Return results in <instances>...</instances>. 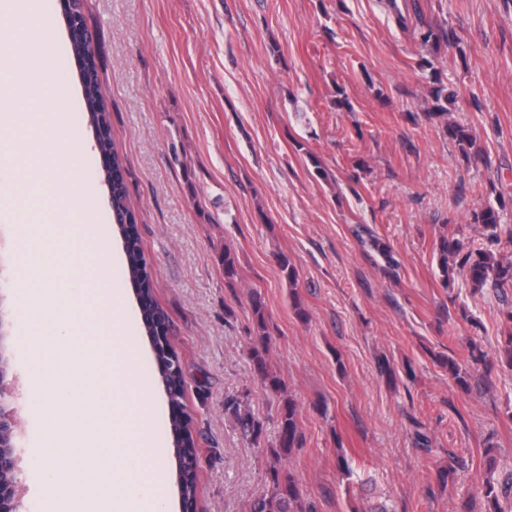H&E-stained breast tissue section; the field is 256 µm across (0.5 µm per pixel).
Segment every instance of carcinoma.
Returning <instances> with one entry per match:
<instances>
[{
  "mask_svg": "<svg viewBox=\"0 0 512 512\" xmlns=\"http://www.w3.org/2000/svg\"><path fill=\"white\" fill-rule=\"evenodd\" d=\"M418 38L421 49L425 51V57L421 58L423 66H433V59L443 48L463 52L459 37L440 25L423 24L419 29ZM83 96L90 123L96 127L110 128L109 111L104 105L100 91L99 73H94V79L87 83ZM432 97L433 108L426 113L427 118L438 123L464 155H481V150L474 149V141L466 128L448 121V103L453 101V96L445 93V87L440 86L433 90ZM98 150L102 157L112 162V213L117 217L116 226L122 230L125 223H135V216L128 205V189L122 173V163L113 151L111 135L108 134L98 140ZM472 220L473 223L481 225L487 246L472 247L459 229L442 233L436 240L435 251L445 287H453L455 273L461 272L475 289L491 286L502 293L512 290V232L505 237L502 236L498 212L491 206L474 212ZM355 234L361 241L368 240L387 266L397 265L391 249L380 242L372 231L361 225L355 229ZM124 239L130 278L137 287L153 290L150 264L139 240L127 235ZM218 259L224 272V283L229 287L233 286L239 275L238 257L226 248L219 254ZM250 302L255 336L250 360L263 390L280 393L284 391L285 383L280 376L270 370L266 361V350L271 341V334L268 330L265 304L259 293L253 294ZM440 364L448 368V375L465 391L470 388L466 366L480 364L486 370H491V362L486 354L475 345L469 349L466 364H461L451 356L441 359ZM224 409L234 414L244 434L254 444H259L264 432V421L250 413L241 412V401L235 397L224 398ZM302 440L297 406L289 399L284 402L278 414L277 442L276 447L271 449L274 460H279L281 454L299 447ZM268 479L270 489L264 496L254 500L251 512H315L312 504L303 503L302 494L292 475L274 465L270 468ZM482 492L487 504L486 512H502L499 497H509L512 490L505 485L498 491L494 483L487 480L482 485Z\"/></svg>",
  "mask_w": 512,
  "mask_h": 512,
  "instance_id": "obj_1",
  "label": "carcinoma"
}]
</instances>
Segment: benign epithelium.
Instances as JSON below:
<instances>
[{
  "mask_svg": "<svg viewBox=\"0 0 512 512\" xmlns=\"http://www.w3.org/2000/svg\"><path fill=\"white\" fill-rule=\"evenodd\" d=\"M64 17L72 40L88 36L80 21L81 8L74 0H63ZM6 313L0 308V512H21L23 489L21 485L20 436L17 419L14 382L8 379L10 357Z\"/></svg>",
  "mask_w": 512,
  "mask_h": 512,
  "instance_id": "obj_1",
  "label": "benign epithelium"
}]
</instances>
